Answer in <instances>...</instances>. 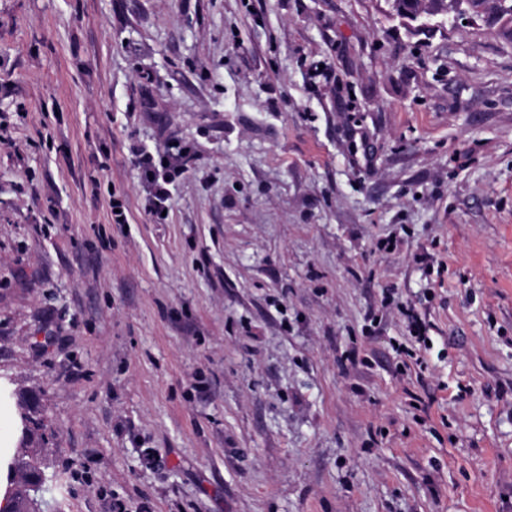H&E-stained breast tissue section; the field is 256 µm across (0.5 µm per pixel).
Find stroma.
Segmentation results:
<instances>
[{
	"label": "stroma",
	"instance_id": "35a3bbf8",
	"mask_svg": "<svg viewBox=\"0 0 512 512\" xmlns=\"http://www.w3.org/2000/svg\"><path fill=\"white\" fill-rule=\"evenodd\" d=\"M0 380L40 512H512V34L0 0ZM193 158L194 154L188 147H177L175 153L158 154L157 161L150 152L141 154L140 166L155 199L151 210L153 216L160 218L163 211H168L170 196L167 185L174 176H180L189 171ZM164 161H167V165H163Z\"/></svg>",
	"mask_w": 512,
	"mask_h": 512
}]
</instances>
